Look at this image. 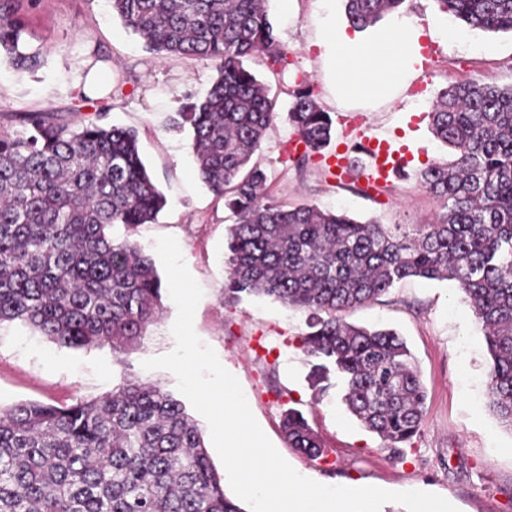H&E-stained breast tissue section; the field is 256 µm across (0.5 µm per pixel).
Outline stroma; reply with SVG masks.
Listing matches in <instances>:
<instances>
[{
    "label": "stroma",
    "instance_id": "stroma-1",
    "mask_svg": "<svg viewBox=\"0 0 512 512\" xmlns=\"http://www.w3.org/2000/svg\"><path fill=\"white\" fill-rule=\"evenodd\" d=\"M267 8L289 50L286 65L261 59L251 63L275 103L276 116L255 154L269 175V192L291 207L343 209L362 221L435 223L439 205L423 189L419 172L432 162L452 161L455 154L434 138L427 114L438 93L454 82H512V35L469 30L446 18L435 0H404L398 11L359 37L371 40L377 30L406 18L419 29L428 59L390 100L347 103L337 98L319 45L328 19L346 24L343 0H292L286 11L279 0H268ZM20 14L27 23L25 40L45 57L33 71L15 69L0 58V127L9 128L17 112H51L69 121L97 114L104 124L136 131L142 160L166 205L154 223L137 228L134 238L151 256L157 237L177 239L204 291L194 329L238 379L255 419L281 456L302 476L326 485L419 490L444 497L458 512H512V431L487 406L489 354L475 315L455 284L413 278L348 316L355 324L399 333L421 372L423 426L403 455L394 456L346 411L340 381L315 393L310 365L298 347L305 320L301 312L269 298L224 300L227 235L234 219L199 178L189 129L173 125L184 105L210 88L217 76L215 62L192 56L161 59L146 51L113 16L111 0H22ZM89 59L108 66L111 97H79L76 84ZM301 76L334 120L332 150L345 152L365 168L371 160L363 140L387 141L391 149L409 153L405 175L375 185L339 174L316 154L303 164L292 162L287 113L294 80ZM161 303L158 320L121 359L107 346L65 348L21 323L0 324V406L92 399L125 377L149 379L177 393L171 372L142 366L145 359L175 346L171 329L177 309L170 295H163ZM291 407L318 433L325 456L314 458L289 447L282 418Z\"/></svg>",
    "mask_w": 512,
    "mask_h": 512
}]
</instances>
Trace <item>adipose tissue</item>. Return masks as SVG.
Masks as SVG:
<instances>
[{"mask_svg":"<svg viewBox=\"0 0 512 512\" xmlns=\"http://www.w3.org/2000/svg\"><path fill=\"white\" fill-rule=\"evenodd\" d=\"M420 33L411 25L360 43L346 30L334 27L322 43L323 56L336 69L339 90L344 97L361 102L390 93L414 74L421 60Z\"/></svg>","mask_w":512,"mask_h":512,"instance_id":"ef3b65f1","label":"adipose tissue"}]
</instances>
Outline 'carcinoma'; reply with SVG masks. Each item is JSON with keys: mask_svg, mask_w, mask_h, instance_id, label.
<instances>
[{"mask_svg": "<svg viewBox=\"0 0 512 512\" xmlns=\"http://www.w3.org/2000/svg\"><path fill=\"white\" fill-rule=\"evenodd\" d=\"M16 0H0V51L19 69L41 63L22 39ZM112 13L158 55L217 62L205 97L174 120L188 127L202 182L234 217L224 299L270 297L307 313L300 348L319 384L336 375L346 410L387 447L416 436L426 391L404 339L347 315L408 278L452 281L490 355L489 407L512 431V83L470 80L439 92L434 137L456 151L432 163L423 187L440 203L433 224L358 221L316 205L288 208L266 193L254 154L274 101L248 61H286L265 0H111ZM404 0H345L356 29ZM471 30L512 34V0H435ZM288 120L294 161L332 143L329 113L306 79ZM0 129V323L18 321L61 347L126 353L161 309V279L134 232L166 200L140 156L136 131L48 112ZM122 225L117 242L108 229ZM288 446L324 450L303 413L282 420ZM0 512H245L227 497L201 431L159 385L125 380L95 399L0 407Z\"/></svg>", "mask_w": 512, "mask_h": 512, "instance_id": "obj_1", "label": "carcinoma"}]
</instances>
